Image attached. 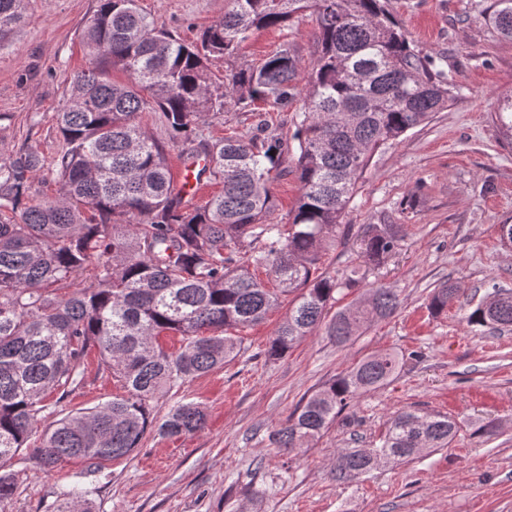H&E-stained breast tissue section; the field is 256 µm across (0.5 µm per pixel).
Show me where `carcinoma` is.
<instances>
[{
  "label": "carcinoma",
  "mask_w": 512,
  "mask_h": 512,
  "mask_svg": "<svg viewBox=\"0 0 512 512\" xmlns=\"http://www.w3.org/2000/svg\"><path fill=\"white\" fill-rule=\"evenodd\" d=\"M26 0H0V37L24 18ZM315 16L316 50L298 87L299 62L283 45L258 67L224 74L215 84L211 57H232L262 27L288 26ZM485 21L512 38V0H493ZM89 67L76 75L71 104L56 113L64 148L51 169L57 196L36 200L31 183L42 159L20 150L0 157V512L13 497V461L28 448L51 389L66 397L80 383L83 358L98 350L102 369L125 395L67 415L45 430L28 461L44 473L70 458L98 467L130 455L154 431L178 438L204 430L202 407L182 402L159 420L156 396L234 359L230 329L260 323L281 297L288 317L270 337L266 355L285 356L321 324L344 346L367 323L394 314L396 292L374 284L354 306L327 318L336 295L358 287L354 268L338 279L319 271L336 245L359 176L381 146L448 107L461 87L436 60L416 50L384 0H225L224 15L193 43L155 26L138 0H99L82 33ZM120 68L125 83L112 80ZM299 100L287 135L263 119L250 139L236 132L197 139L199 122L233 109H283ZM157 112L173 143L197 147L204 161L196 179L222 185L200 205L174 185L165 146L141 118ZM491 122L512 146V95L499 100ZM299 196L288 229L271 221V185L288 157ZM407 234L405 224L360 228L365 268L380 265ZM264 268L269 288L250 271ZM71 288L64 296L58 291ZM460 298L441 283L430 295L434 315ZM482 326H512V291L496 287L469 316ZM165 333L181 336L169 353ZM399 355L369 356L306 399L272 435L276 447L300 448L318 438L344 407L388 384ZM457 423L411 410L394 414L379 446L346 449L336 479L351 482L382 463L446 448ZM90 489L68 486L54 512H93Z\"/></svg>",
  "instance_id": "carcinoma-1"
}]
</instances>
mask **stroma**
Returning a JSON list of instances; mask_svg holds the SVG:
<instances>
[{
	"label": "stroma",
	"instance_id": "35a3bbf8",
	"mask_svg": "<svg viewBox=\"0 0 512 512\" xmlns=\"http://www.w3.org/2000/svg\"><path fill=\"white\" fill-rule=\"evenodd\" d=\"M492 0H387L410 41L436 58L462 95L426 125L379 149L357 182L340 235L322 259L332 275L360 264L364 224H404L399 250L372 270L369 282L401 300L391 317L372 322L346 346L318 327L279 360L270 337L288 314L287 301L258 325L238 330L241 351L223 368L157 396L164 417L177 402L205 410L204 431L179 438L145 435L131 455L105 463L95 512H512V327L468 323L491 284L512 289V249L498 224L512 222V149L501 146L489 117L512 91V40L497 36L481 14ZM159 28L184 41L224 13V0H139ZM98 0H27L23 22L0 41V154L37 153L52 166L62 142L56 114L69 103L73 78L88 67L82 42ZM301 66L315 48V22L255 31L237 57L209 71L260 66L283 45ZM448 281L462 296L434 316L428 300ZM390 349L403 358L383 388L351 402L319 439L283 452L269 440L297 407L368 355ZM81 385L66 398L49 393L36 424L56 420L122 394L119 382L89 353ZM441 414L458 424L449 447L337 482L336 454L378 446L399 410ZM494 423L495 435L479 428ZM88 462L67 460L44 475L14 464L17 490L7 512H51L60 489Z\"/></svg>",
	"mask_w": 512,
	"mask_h": 512
}]
</instances>
